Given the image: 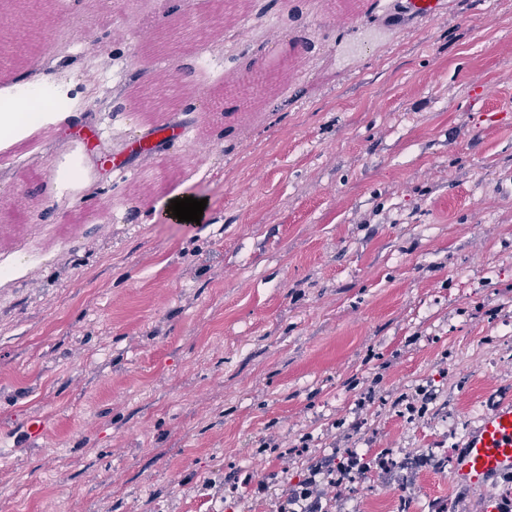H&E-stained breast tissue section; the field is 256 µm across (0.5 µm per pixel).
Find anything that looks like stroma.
<instances>
[{
    "label": "stroma",
    "instance_id": "35a3bbf8",
    "mask_svg": "<svg viewBox=\"0 0 512 512\" xmlns=\"http://www.w3.org/2000/svg\"><path fill=\"white\" fill-rule=\"evenodd\" d=\"M122 2H53L35 27L0 11V31L39 45L62 24L76 36L1 62L0 95L28 74L89 90L0 141V512H275L309 462L349 450L366 468L325 487V512L512 496V477L449 478L512 400V0H446L404 25L391 0H361L345 26L321 0H247L260 26L213 41L217 74L188 77L198 95L167 115L180 137L159 142L124 109L149 73L128 64L143 37L116 22ZM300 40L306 71L250 124L210 108L225 74L279 67ZM97 124L89 144L74 131ZM176 191L206 200L200 223L155 213ZM423 388L426 411H402ZM268 437L287 458L260 451ZM245 475L271 496L225 493Z\"/></svg>",
    "mask_w": 512,
    "mask_h": 512
}]
</instances>
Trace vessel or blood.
Returning a JSON list of instances; mask_svg holds the SVG:
<instances>
[{"label":"vessel or blood","instance_id":"vessel-or-blood-1","mask_svg":"<svg viewBox=\"0 0 512 512\" xmlns=\"http://www.w3.org/2000/svg\"><path fill=\"white\" fill-rule=\"evenodd\" d=\"M409 17H436L445 8L444 0H400ZM512 474V400L499 403L480 420L465 439L453 461L456 484L481 487Z\"/></svg>","mask_w":512,"mask_h":512}]
</instances>
